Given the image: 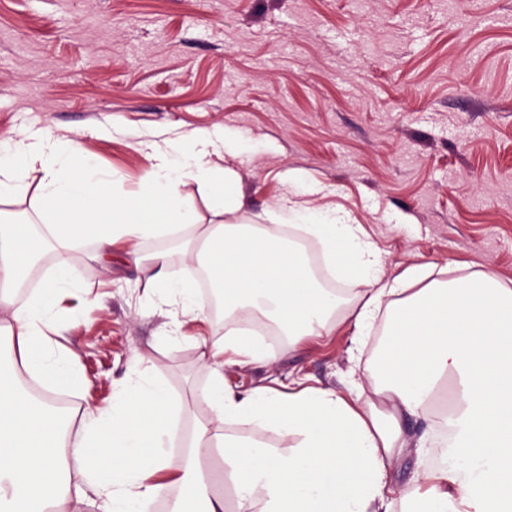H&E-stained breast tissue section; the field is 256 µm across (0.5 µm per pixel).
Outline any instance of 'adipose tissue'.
I'll list each match as a JSON object with an SVG mask.
<instances>
[{"mask_svg": "<svg viewBox=\"0 0 512 512\" xmlns=\"http://www.w3.org/2000/svg\"><path fill=\"white\" fill-rule=\"evenodd\" d=\"M223 149V138L206 131L180 147L155 146L140 189L113 197L76 141L42 137L0 147V343L10 347L0 357V512H80L92 496L100 512H144L173 486L180 496L171 512H224L220 474L200 465L215 448L230 467L237 512H399L411 493L426 512H512V287L491 272L431 281L419 266L385 279L361 225L332 211L284 207L285 218L322 242L341 277L367 283L337 315V296L317 287L299 250L279 245L268 228L231 221L236 175L210 164ZM35 166L38 183L16 174ZM189 179L218 223H204L184 204ZM29 199L45 217L37 235L3 209ZM184 230L181 257L206 271L224 297L225 317L261 314L292 345L335 335L346 320L358 341L384 317L378 371L342 393L300 382L237 392L224 385L226 360L269 364L275 353L234 329L218 339L198 335L192 342L209 376L199 398L212 419L192 435L186 465L174 466L171 453L182 402L148 371L133 370L116 385L110 408H84L76 436L62 440L55 415L20 377L39 380L52 398L85 383L54 338L65 300L80 298L70 253L91 240L99 251L163 269L168 254L144 256L142 241ZM47 248L58 257L55 273L17 301L19 278ZM150 286L189 320L207 322L192 280L160 277ZM446 380L456 385V407L444 420L456 463L424 466L411 492L396 490L391 471L409 445L400 418L426 415ZM228 424L276 431L288 447L230 441Z\"/></svg>", "mask_w": 512, "mask_h": 512, "instance_id": "1", "label": "adipose tissue"}]
</instances>
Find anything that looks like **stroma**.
<instances>
[{
  "instance_id": "35a3bbf8",
  "label": "stroma",
  "mask_w": 512,
  "mask_h": 512,
  "mask_svg": "<svg viewBox=\"0 0 512 512\" xmlns=\"http://www.w3.org/2000/svg\"><path fill=\"white\" fill-rule=\"evenodd\" d=\"M200 130L224 139L212 163L238 174L239 223L289 232L287 196L345 210L387 277L421 265L512 285V0H0V142L75 140L123 194L154 145ZM94 255L73 253L88 303L58 319L85 375L69 402L109 407L139 361L191 436L208 373L168 338L180 309L147 290L150 270ZM382 340L283 341L224 383L340 391Z\"/></svg>"
}]
</instances>
